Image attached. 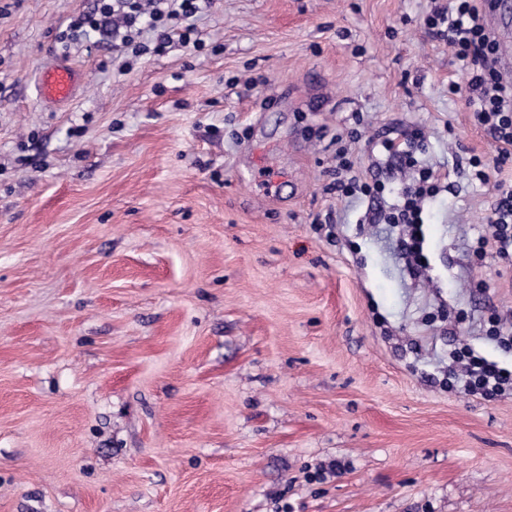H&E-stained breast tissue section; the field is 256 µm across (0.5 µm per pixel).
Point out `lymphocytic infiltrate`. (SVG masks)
<instances>
[{"label": "lymphocytic infiltrate", "instance_id": "lymphocytic-infiltrate-1", "mask_svg": "<svg viewBox=\"0 0 512 512\" xmlns=\"http://www.w3.org/2000/svg\"><path fill=\"white\" fill-rule=\"evenodd\" d=\"M213 0H98L93 11L71 21L60 42L78 41L95 31L111 38L113 45L139 58L164 53L172 43L202 48L204 42L196 20L211 8ZM492 0H442L429 12L428 35L444 42L464 67L465 82L449 81L448 91L464 98L474 123L491 140L492 159L471 155L469 165L480 182L492 183L495 201L492 214L479 235L474 252L500 260H512V182L491 181L490 170L512 164V85L501 76L498 43L485 22ZM420 130L405 131L402 139L381 140L383 154L397 158L409 169V178L397 191L386 223L399 225L401 248L413 275L426 268L423 226L428 203L449 188L441 168L417 156ZM357 132L337 136L336 166L331 186L338 200L356 195L382 197L386 186L379 179H366L355 169L350 144ZM448 374L462 392L491 400L512 393V369L488 359L470 344L462 343L451 353Z\"/></svg>", "mask_w": 512, "mask_h": 512}]
</instances>
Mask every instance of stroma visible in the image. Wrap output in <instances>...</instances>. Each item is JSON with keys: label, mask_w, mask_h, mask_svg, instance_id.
I'll return each instance as SVG.
<instances>
[{"label": "stroma", "mask_w": 512, "mask_h": 512, "mask_svg": "<svg viewBox=\"0 0 512 512\" xmlns=\"http://www.w3.org/2000/svg\"><path fill=\"white\" fill-rule=\"evenodd\" d=\"M93 5L0 0V512H512V395L438 383L461 342L512 365V268L472 258L492 150L431 0H215L123 75L57 40ZM359 125L449 172L419 276L328 189ZM82 74L73 65L59 62L41 69L36 78L38 95L52 103L68 102L80 85ZM507 324L509 327H507ZM484 335L496 340L505 350L512 348L511 320L501 316L497 310H492L485 322Z\"/></svg>", "instance_id": "obj_1"}]
</instances>
